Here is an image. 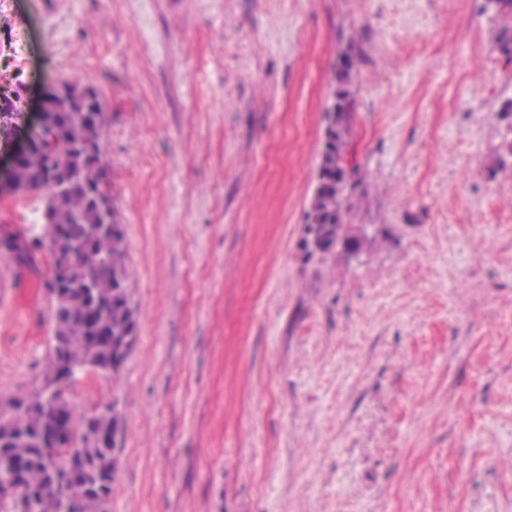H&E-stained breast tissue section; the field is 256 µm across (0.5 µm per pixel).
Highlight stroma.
Here are the masks:
<instances>
[{
	"label": "stroma",
	"mask_w": 512,
	"mask_h": 512,
	"mask_svg": "<svg viewBox=\"0 0 512 512\" xmlns=\"http://www.w3.org/2000/svg\"><path fill=\"white\" fill-rule=\"evenodd\" d=\"M512 9L497 0H0V87L104 103L136 342L109 512H512ZM358 58L357 260L301 249ZM0 197V229L39 240ZM48 245L0 246V402L42 378Z\"/></svg>",
	"instance_id": "1"
}]
</instances>
